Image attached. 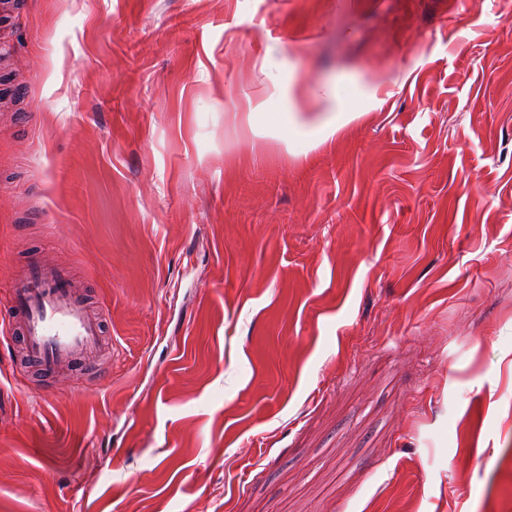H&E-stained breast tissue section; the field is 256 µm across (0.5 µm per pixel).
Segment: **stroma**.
<instances>
[{"instance_id": "35a3bbf8", "label": "stroma", "mask_w": 512, "mask_h": 512, "mask_svg": "<svg viewBox=\"0 0 512 512\" xmlns=\"http://www.w3.org/2000/svg\"><path fill=\"white\" fill-rule=\"evenodd\" d=\"M36 252L112 369L0 338V512H512V0H16L0 297Z\"/></svg>"}]
</instances>
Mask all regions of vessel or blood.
I'll return each instance as SVG.
<instances>
[{
	"mask_svg": "<svg viewBox=\"0 0 512 512\" xmlns=\"http://www.w3.org/2000/svg\"><path fill=\"white\" fill-rule=\"evenodd\" d=\"M9 334L19 341L25 367L50 379L82 367L103 377L104 323L91 310L70 272L33 254L5 294Z\"/></svg>",
	"mask_w": 512,
	"mask_h": 512,
	"instance_id": "b4317fda",
	"label": "vessel or blood"
}]
</instances>
